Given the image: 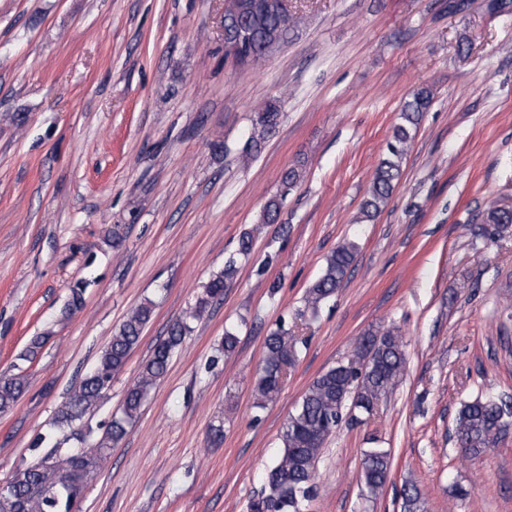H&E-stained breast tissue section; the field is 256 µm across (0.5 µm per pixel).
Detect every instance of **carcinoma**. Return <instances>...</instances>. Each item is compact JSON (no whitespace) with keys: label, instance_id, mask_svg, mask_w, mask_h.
Listing matches in <instances>:
<instances>
[{"label":"carcinoma","instance_id":"carcinoma-1","mask_svg":"<svg viewBox=\"0 0 512 512\" xmlns=\"http://www.w3.org/2000/svg\"><path fill=\"white\" fill-rule=\"evenodd\" d=\"M298 20L284 9L269 10L264 0H248L242 8L227 7L224 26L246 40L236 51L242 62L259 61L283 44ZM433 100L430 88L414 90L404 102L392 135L386 143L385 157L376 166L370 189L360 205L359 222L369 223L385 208L402 174V160L411 146L424 112ZM281 112L271 102L253 120L242 155L251 157L279 123ZM303 178V164L288 168L281 176L278 191L264 204L260 224L277 221L284 200ZM471 235L479 240L496 242L512 235V208L491 206L477 224L469 225ZM358 246L347 241L326 258L318 279L306 290L304 308L317 313L332 298L354 263ZM237 274V261L224 263L213 275L197 299L191 318H200L212 303L224 297L226 284ZM153 303L146 301L128 314L102 351L95 367L69 390L58 409L55 424L73 429L93 411L112 377L126 365L152 318ZM191 332L188 322L173 323L167 336L155 347L151 358L126 390L121 415L112 419L105 434L93 445L69 453L60 447L39 453L28 465L15 470L9 496L0 500V512H74L85 485L101 468L112 447L127 434L128 426L139 417L144 401L156 382L164 376L173 353ZM301 338L294 329L279 322L265 340L261 372L256 381L257 406L275 401L287 373L299 357ZM406 366L403 337L393 330L360 337L345 359L318 375L308 386L295 411L289 415L281 437L282 450L265 475L264 488L250 504V512H307L315 495V469L326 440L345 421L348 413L358 410L370 414L379 400L399 381ZM26 390L20 375L0 377V412L12 409ZM512 417V403L506 396H485L465 401L457 412L454 438L469 458L481 456L501 438L503 428ZM391 468L390 452L370 448L363 453L362 480L368 494L377 497L385 487ZM402 512H426L425 500L414 484L401 491Z\"/></svg>","mask_w":512,"mask_h":512}]
</instances>
